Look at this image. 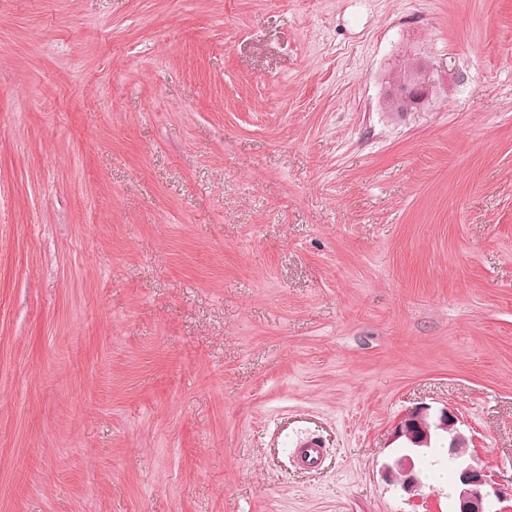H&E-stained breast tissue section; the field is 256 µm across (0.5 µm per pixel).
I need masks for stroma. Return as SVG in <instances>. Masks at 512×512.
Listing matches in <instances>:
<instances>
[{"label":"stroma","mask_w":512,"mask_h":512,"mask_svg":"<svg viewBox=\"0 0 512 512\" xmlns=\"http://www.w3.org/2000/svg\"><path fill=\"white\" fill-rule=\"evenodd\" d=\"M421 406L512 486V0H0V512H456ZM393 66L382 78L386 114L395 112L405 117L425 112L447 96L449 81L439 77L424 52L407 48ZM397 73L401 74V79H397ZM428 407H419L406 412L394 429V438H404V448H414L410 454H403L385 464L382 476L391 485L400 486L406 492H415L421 488L420 472L416 465L422 448H430L432 434H448V462L452 463L456 473L458 500L457 512H511L512 486L510 493L498 487L489 472L473 457H467L468 439L457 428L458 417L448 409L431 415ZM492 497L498 503L511 500L508 510H492ZM326 447L318 436H308L295 444L292 457L297 468L317 470L322 467L326 457Z\"/></svg>","instance_id":"obj_1"}]
</instances>
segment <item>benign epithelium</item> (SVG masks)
Instances as JSON below:
<instances>
[{"mask_svg":"<svg viewBox=\"0 0 512 512\" xmlns=\"http://www.w3.org/2000/svg\"><path fill=\"white\" fill-rule=\"evenodd\" d=\"M383 104L385 112L401 117L425 112L448 94L449 81L439 77L437 70L424 52L407 48L398 56L394 67L384 74ZM458 417L448 409L432 415L429 408L419 407L406 412L394 429V438L404 439L414 449L403 454L382 468V476L391 485L406 492L421 488L416 459L420 450L431 445L432 434H448V462L456 473L458 512H512L492 510L491 500L501 503L512 500L508 493L497 486L489 472L472 457H467L468 439L457 428Z\"/></svg>","mask_w":512,"mask_h":512,"instance_id":"obj_1","label":"benign epithelium"}]
</instances>
